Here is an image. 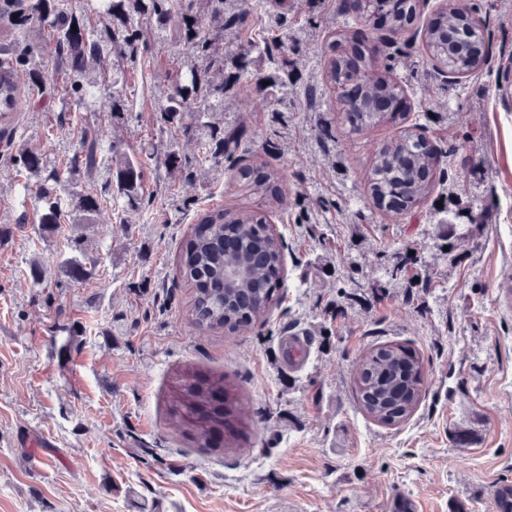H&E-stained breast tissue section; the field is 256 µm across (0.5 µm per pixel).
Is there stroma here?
I'll use <instances>...</instances> for the list:
<instances>
[{
	"mask_svg": "<svg viewBox=\"0 0 512 512\" xmlns=\"http://www.w3.org/2000/svg\"><path fill=\"white\" fill-rule=\"evenodd\" d=\"M490 62L451 83L424 47L448 0H425L375 62L410 108L401 124L360 131L325 80L328 46L371 45L388 19L350 0H234L226 70L246 94L213 121L243 126L244 162L284 174L272 221L283 237L285 299L265 324H191L177 256L198 214L257 208L226 162L200 153L157 108L190 64L169 37L128 67L133 107L64 117L25 110L15 141L67 154L83 125L142 168L146 203L101 205L94 223L41 230L26 173L0 147V512H493L512 483V0H471ZM280 40L294 80L284 97L251 42ZM439 151L432 188L397 216L376 209L366 173L402 127ZM191 161L184 179L169 154ZM86 279L66 277L74 256ZM402 259L404 278L384 268ZM43 278L33 281L32 266ZM401 344L423 361L414 413L395 427L365 415L353 381L366 352ZM224 374L251 417L235 447H199L171 409L180 371Z\"/></svg>",
	"mask_w": 512,
	"mask_h": 512,
	"instance_id": "35a3bbf8",
	"label": "stroma"
}]
</instances>
